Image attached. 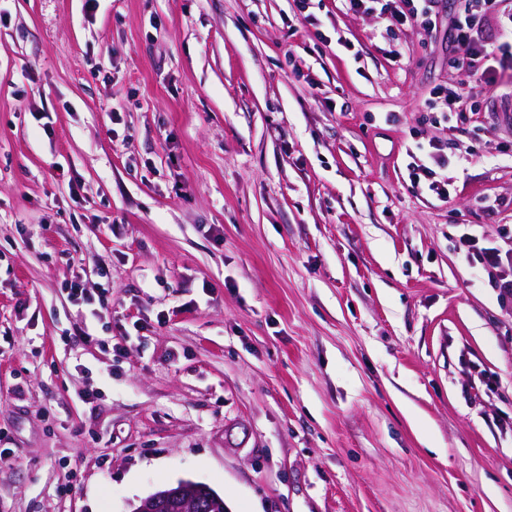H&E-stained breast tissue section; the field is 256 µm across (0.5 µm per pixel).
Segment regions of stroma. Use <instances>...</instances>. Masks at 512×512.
Returning <instances> with one entry per match:
<instances>
[{"mask_svg":"<svg viewBox=\"0 0 512 512\" xmlns=\"http://www.w3.org/2000/svg\"><path fill=\"white\" fill-rule=\"evenodd\" d=\"M463 2L0 0V512H512V302L459 250L512 225V81L427 107ZM353 13L390 15L399 25L433 30L436 27V0H344ZM434 17V19H433ZM428 145L430 150L427 157L431 161V166L418 159L410 149L406 150V155L410 159L406 165L408 179L414 186H419L421 182L427 184L428 189L435 193L439 200L445 202L450 197L448 179H437L438 173L435 167L438 169L447 168L448 155L442 152L443 150L438 143L429 141ZM198 489L196 483L181 481L176 487L160 489L141 500L132 512H170L166 510L171 509L195 512Z\"/></svg>","mask_w":512,"mask_h":512,"instance_id":"stroma-1","label":"stroma"}]
</instances>
